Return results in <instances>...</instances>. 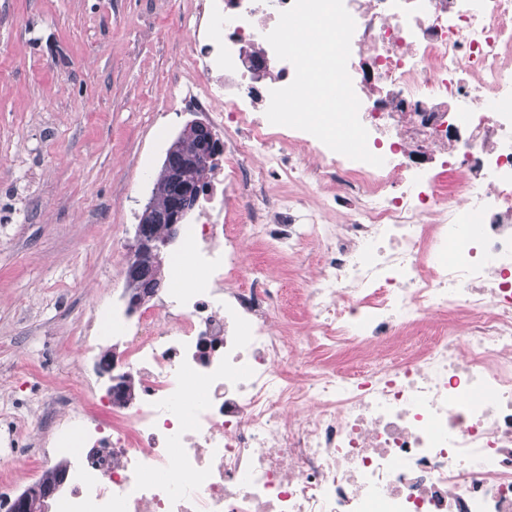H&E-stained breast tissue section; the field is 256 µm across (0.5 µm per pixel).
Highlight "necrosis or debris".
<instances>
[{"label": "necrosis or debris", "instance_id": "4bbe7bcc", "mask_svg": "<svg viewBox=\"0 0 512 512\" xmlns=\"http://www.w3.org/2000/svg\"><path fill=\"white\" fill-rule=\"evenodd\" d=\"M343 2L379 167L268 121L293 0H200L175 97L223 156L180 227L196 275L87 321L136 387L117 415L98 372L59 393L56 512H512V0ZM249 241L318 246L298 331Z\"/></svg>", "mask_w": 512, "mask_h": 512}]
</instances>
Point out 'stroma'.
<instances>
[{
    "label": "stroma",
    "mask_w": 512,
    "mask_h": 512,
    "mask_svg": "<svg viewBox=\"0 0 512 512\" xmlns=\"http://www.w3.org/2000/svg\"><path fill=\"white\" fill-rule=\"evenodd\" d=\"M197 0H0V432L33 458L54 389L85 365L81 321L125 308L123 268L190 121Z\"/></svg>",
    "instance_id": "1"
}]
</instances>
